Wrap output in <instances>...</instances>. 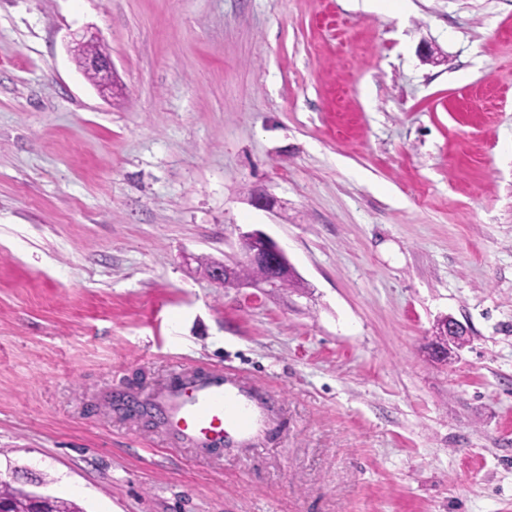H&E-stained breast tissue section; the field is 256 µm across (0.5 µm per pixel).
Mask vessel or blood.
I'll use <instances>...</instances> for the list:
<instances>
[{
  "label": "vessel or blood",
  "mask_w": 512,
  "mask_h": 512,
  "mask_svg": "<svg viewBox=\"0 0 512 512\" xmlns=\"http://www.w3.org/2000/svg\"><path fill=\"white\" fill-rule=\"evenodd\" d=\"M154 408L170 431L203 447L249 443L267 423L265 413L250 405L248 393L219 375L174 383L158 396Z\"/></svg>",
  "instance_id": "obj_1"
}]
</instances>
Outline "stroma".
<instances>
[{"label": "stroma", "mask_w": 512, "mask_h": 512, "mask_svg": "<svg viewBox=\"0 0 512 512\" xmlns=\"http://www.w3.org/2000/svg\"><path fill=\"white\" fill-rule=\"evenodd\" d=\"M254 229L305 289L207 277ZM213 370L269 409L251 446L113 406ZM0 478L81 512H512V0H0Z\"/></svg>", "instance_id": "stroma-1"}]
</instances>
